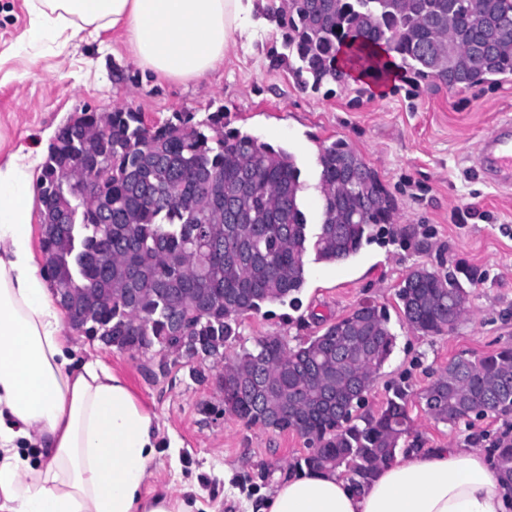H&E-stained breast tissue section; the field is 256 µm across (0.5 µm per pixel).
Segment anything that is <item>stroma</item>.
I'll list each match as a JSON object with an SVG mask.
<instances>
[{
	"instance_id": "obj_1",
	"label": "stroma",
	"mask_w": 512,
	"mask_h": 512,
	"mask_svg": "<svg viewBox=\"0 0 512 512\" xmlns=\"http://www.w3.org/2000/svg\"><path fill=\"white\" fill-rule=\"evenodd\" d=\"M27 23L26 0H0V161L21 145L47 153L44 133L58 132L85 108H129L150 124L175 112L203 120L220 110L227 127L294 155L307 185L310 224L319 221V149L335 140L347 142L394 195V240L363 244L341 263L308 260L301 307L275 305L245 316L233 350L263 336H281L293 346L314 335L320 320L366 303L383 307L396 345L364 405L374 412L395 384L417 392L455 356L512 345V189L485 182L475 162L478 143L512 117V77L452 91L398 77L353 78L305 92L289 69L270 68L266 52L281 38L266 23L250 48L229 47L223 65L180 82L143 69L119 32L108 33L105 46L75 39L30 64L9 51ZM461 266L475 270L477 279L457 327L443 336L409 329L396 297L406 274L424 267L448 275ZM63 334L78 357L100 359L156 414L160 448L147 484L170 487L199 503L198 512H246V504L271 492L294 459L309 452L296 433L225 415L214 381H195L186 360L166 364L154 352L134 358L68 323ZM408 411L411 427L401 445L409 449L470 443L485 450L512 427V413L451 427L425 414L417 399Z\"/></svg>"
}]
</instances>
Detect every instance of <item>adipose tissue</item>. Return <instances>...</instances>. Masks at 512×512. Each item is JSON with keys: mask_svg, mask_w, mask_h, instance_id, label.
I'll list each match as a JSON object with an SVG mask.
<instances>
[{"mask_svg": "<svg viewBox=\"0 0 512 512\" xmlns=\"http://www.w3.org/2000/svg\"><path fill=\"white\" fill-rule=\"evenodd\" d=\"M14 52L37 61L71 40L124 32L138 64L198 80L262 25L255 0H27ZM31 152L0 163V512H191L147 489L156 416L124 379L75 359L62 311L35 260ZM250 512H512V489L479 448L410 451L355 489L337 471L302 468Z\"/></svg>", "mask_w": 512, "mask_h": 512, "instance_id": "ef3b65f1", "label": "adipose tissue"}]
</instances>
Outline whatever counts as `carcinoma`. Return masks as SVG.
Wrapping results in <instances>:
<instances>
[{"instance_id": "obj_1", "label": "carcinoma", "mask_w": 512, "mask_h": 512, "mask_svg": "<svg viewBox=\"0 0 512 512\" xmlns=\"http://www.w3.org/2000/svg\"><path fill=\"white\" fill-rule=\"evenodd\" d=\"M275 25L282 51L269 67H289L303 91L340 84V56L382 80L400 71L467 88L512 76V0H256ZM385 54H380L379 50ZM320 222L309 228L306 185L294 155L236 128L224 112L197 121L175 112L161 125L139 112H79L48 147L37 183L41 244L53 262L44 277L78 315L72 325L119 351L155 348L197 361L224 380V413L317 447L295 462L344 469L356 487L403 451L410 416L407 386L375 414H359L395 336L376 306L322 322L290 347L265 336L228 361L240 319L266 305L296 307L307 255L340 263L380 224L395 223L396 199L343 140L318 153ZM71 173L73 191L55 173ZM95 181L91 195L78 191ZM465 281L411 270L397 291L411 328L450 333L465 313L475 271ZM427 414L451 427L472 412H512V346L456 356L418 394ZM491 464L512 486V441L491 449Z\"/></svg>"}]
</instances>
